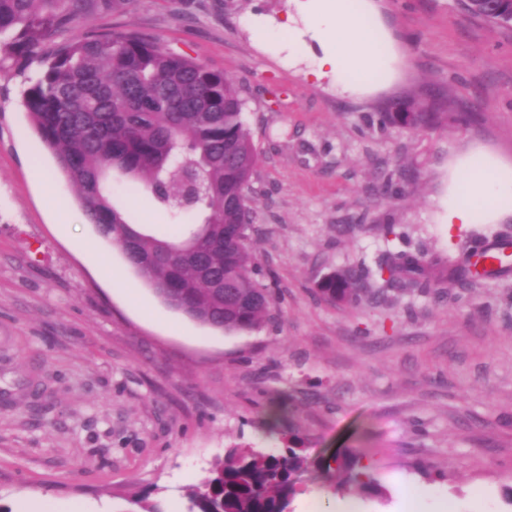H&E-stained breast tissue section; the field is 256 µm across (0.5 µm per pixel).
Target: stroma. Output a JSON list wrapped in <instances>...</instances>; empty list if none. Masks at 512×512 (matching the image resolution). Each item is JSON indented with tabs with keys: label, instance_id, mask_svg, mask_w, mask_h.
<instances>
[{
	"label": "stroma",
	"instance_id": "1",
	"mask_svg": "<svg viewBox=\"0 0 512 512\" xmlns=\"http://www.w3.org/2000/svg\"><path fill=\"white\" fill-rule=\"evenodd\" d=\"M395 45L370 92L317 75L325 47L259 41L302 27L299 0H138L93 21L133 30L235 77L258 152L247 195L270 319L226 333L167 307L97 238L78 192L34 133L27 74L0 70V507L6 512H183L233 447H301L289 512L310 496L363 512H512V270L476 277L464 302L368 290L327 302L328 274L385 251L457 262L512 237L443 224L448 161L480 147L512 163V30L458 0H370ZM438 125L380 127L379 112ZM474 111L466 124L449 114ZM399 193L373 201L377 187ZM140 224L170 230L151 195L114 181ZM395 228L385 236L382 227ZM93 242L102 269L81 248ZM376 484H345L355 460Z\"/></svg>",
	"mask_w": 512,
	"mask_h": 512
}]
</instances>
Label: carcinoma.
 Here are the masks:
<instances>
[{
  "mask_svg": "<svg viewBox=\"0 0 512 512\" xmlns=\"http://www.w3.org/2000/svg\"><path fill=\"white\" fill-rule=\"evenodd\" d=\"M135 0H0V65L29 59L50 44L45 67L28 80L24 106L43 146L79 193L96 233L170 308L227 333L252 330L268 317L270 283L256 277L250 231L255 211L246 188L258 154L243 118L236 79L170 51L135 31L98 33V17ZM469 16L512 29V0H462ZM204 184L194 224H174L159 237L114 203L112 179L141 182L158 207L180 214L165 183L180 166ZM425 254L387 252L360 261L319 288L330 303L353 304L364 285L379 292L429 294L440 278L425 275ZM463 288L470 269L447 267ZM305 463L286 455L230 449L187 494V512H286L284 495Z\"/></svg>",
  "mask_w": 512,
  "mask_h": 512,
  "instance_id": "carcinoma-1",
  "label": "carcinoma"
}]
</instances>
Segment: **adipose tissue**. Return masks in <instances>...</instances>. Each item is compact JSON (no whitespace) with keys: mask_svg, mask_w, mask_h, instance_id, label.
Wrapping results in <instances>:
<instances>
[{"mask_svg":"<svg viewBox=\"0 0 512 512\" xmlns=\"http://www.w3.org/2000/svg\"><path fill=\"white\" fill-rule=\"evenodd\" d=\"M301 9L326 46L319 71L356 90L369 89L373 75L391 72L395 50L368 22L365 0H303ZM448 195V225L497 223L512 212V165L483 153L454 159Z\"/></svg>","mask_w":512,"mask_h":512,"instance_id":"1","label":"adipose tissue"}]
</instances>
